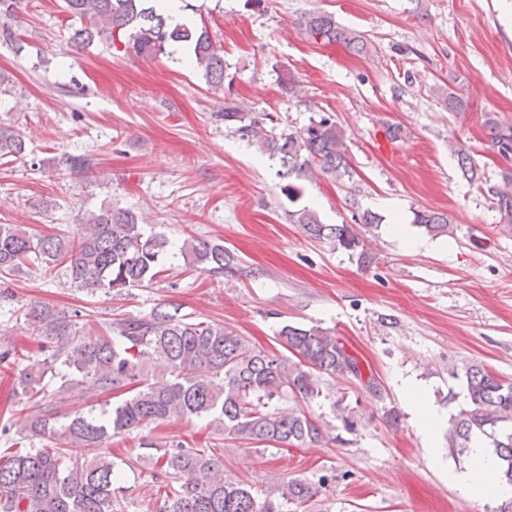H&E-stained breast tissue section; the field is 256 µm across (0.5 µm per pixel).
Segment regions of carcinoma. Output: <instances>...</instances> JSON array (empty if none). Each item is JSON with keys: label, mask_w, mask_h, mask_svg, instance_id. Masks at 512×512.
<instances>
[{"label": "carcinoma", "mask_w": 512, "mask_h": 512, "mask_svg": "<svg viewBox=\"0 0 512 512\" xmlns=\"http://www.w3.org/2000/svg\"><path fill=\"white\" fill-rule=\"evenodd\" d=\"M20 0H0V37L15 39L11 21ZM65 11L81 21L72 29V46L95 41L121 44L138 57L154 58L179 42L193 46V62L204 71L209 89L224 91V54L208 31L173 27L152 0H65ZM305 33L340 44L354 54L368 48L360 33L343 28L329 12L313 10L299 20ZM268 114L250 116L224 105V124L241 139L279 162L283 175L296 180L321 172L342 182L352 178L344 132L327 118L297 134L273 125ZM490 147L512 156V125L488 121ZM26 141L20 129L0 123V159L20 158ZM493 190L498 211L512 220V174ZM311 238L357 256L362 266L373 258L364 249L354 224H324L316 210L291 212ZM426 233H448V214L431 209L414 213ZM172 256L205 272L220 274L235 256L220 244L186 239L171 251L165 235L146 231L135 212L117 206L87 211L74 237L37 235L21 224H0V274L17 275L30 264L47 268L66 264L72 285L90 294L124 296L152 281L161 261ZM27 324L53 344L51 355L30 359L13 389L31 412L26 438H43L52 448H26L0 454V512H115L120 471L134 469L130 460L116 462L93 455L82 461L65 453L68 445L96 449L108 438L157 427L172 419H208L209 427L232 439L263 443L276 450L319 443L323 425L299 404L322 395L324 378L362 374L358 359L330 330L286 324L278 332L280 352L256 349L214 322H196L179 308L162 303L139 314H119L93 341L79 337L77 322L41 304L21 308ZM70 373L48 389L46 377L56 364ZM164 378L155 381L156 375ZM467 405L451 418L448 448L463 453L472 437H487L512 482V383L481 364L465 369ZM96 403L82 409L72 391ZM293 405H288V402ZM165 479L159 512H309L312 502L336 475L292 478L278 487L279 496L260 500L253 487L233 483L223 474V459L203 448L171 444L158 457ZM294 510H288V506Z\"/></svg>", "instance_id": "cac0c4a2"}]
</instances>
